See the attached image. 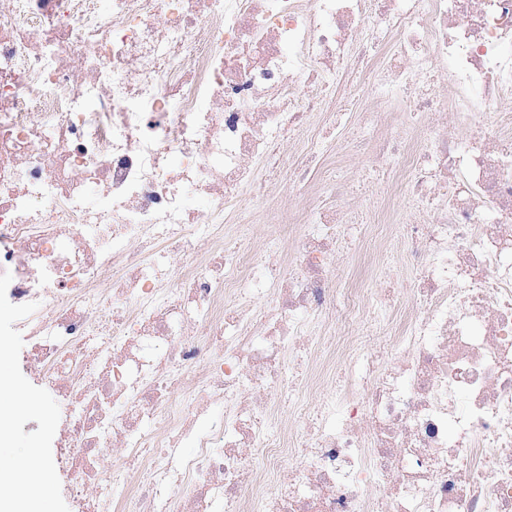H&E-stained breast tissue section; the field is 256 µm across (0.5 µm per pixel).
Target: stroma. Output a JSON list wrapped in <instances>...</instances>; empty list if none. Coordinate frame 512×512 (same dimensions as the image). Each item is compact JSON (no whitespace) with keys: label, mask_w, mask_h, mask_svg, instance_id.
<instances>
[{"label":"stroma","mask_w":512,"mask_h":512,"mask_svg":"<svg viewBox=\"0 0 512 512\" xmlns=\"http://www.w3.org/2000/svg\"><path fill=\"white\" fill-rule=\"evenodd\" d=\"M20 316L19 310L7 305L0 307V375L24 390L23 399L8 398L0 403L12 413L10 438L0 445V454L17 457L38 451L42 463L52 467L55 475L45 496V512H75L66 494L70 476L57 465V437L53 429L56 421L65 418L68 407L40 383L28 366L25 347L20 337L13 334V324Z\"/></svg>","instance_id":"1"}]
</instances>
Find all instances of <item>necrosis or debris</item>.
Listing matches in <instances>:
<instances>
[{"label":"necrosis or debris","instance_id":"1","mask_svg":"<svg viewBox=\"0 0 512 512\" xmlns=\"http://www.w3.org/2000/svg\"><path fill=\"white\" fill-rule=\"evenodd\" d=\"M3 296L94 512H512V0H0ZM344 166L348 172L359 181L363 192H377L383 185L382 177L367 178L362 170V164L357 158H347L344 160Z\"/></svg>","mask_w":512,"mask_h":512}]
</instances>
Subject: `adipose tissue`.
<instances>
[{"label":"adipose tissue","instance_id":"adipose-tissue-1","mask_svg":"<svg viewBox=\"0 0 512 512\" xmlns=\"http://www.w3.org/2000/svg\"><path fill=\"white\" fill-rule=\"evenodd\" d=\"M53 481V472L37 463L35 454L0 457V512H40Z\"/></svg>","mask_w":512,"mask_h":512}]
</instances>
